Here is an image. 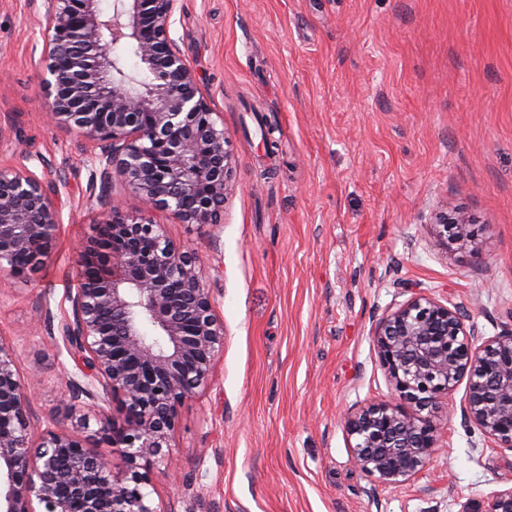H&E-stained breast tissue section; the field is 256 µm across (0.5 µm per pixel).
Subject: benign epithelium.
I'll return each instance as SVG.
<instances>
[{"label": "benign epithelium", "mask_w": 512, "mask_h": 512, "mask_svg": "<svg viewBox=\"0 0 512 512\" xmlns=\"http://www.w3.org/2000/svg\"><path fill=\"white\" fill-rule=\"evenodd\" d=\"M41 6L47 114L100 149L88 192L108 218L81 251V267L94 274L69 294L71 312L60 324L81 374L62 399L71 429L35 423L14 347L0 336V512H159L149 472L162 461L172 467L161 451L183 402L210 384L224 326L201 256L146 214L218 223L230 190L224 130L173 37L181 0H115L110 14L99 0ZM108 30L112 42L133 48L148 81L111 59ZM116 182L139 196L145 216L126 215L110 192L96 194ZM56 196V185L34 171L0 167L1 273L24 278L15 257H27L33 271L52 254L62 222ZM434 224L447 245L466 247L477 236L475 225L446 209ZM373 338L392 399L347 410L344 428L352 463L375 483L401 486L426 468L439 450L436 414L463 379L464 421L512 450V330L478 345L460 306L417 293L376 321ZM85 398L119 401L123 424L82 410ZM93 422L94 434L122 449L124 473L86 447ZM484 512H512V486L492 492Z\"/></svg>", "instance_id": "obj_1"}]
</instances>
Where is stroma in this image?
<instances>
[{
	"instance_id": "obj_1",
	"label": "stroma",
	"mask_w": 512,
	"mask_h": 512,
	"mask_svg": "<svg viewBox=\"0 0 512 512\" xmlns=\"http://www.w3.org/2000/svg\"><path fill=\"white\" fill-rule=\"evenodd\" d=\"M35 0H0V165L65 175L54 252L29 281L0 274V335L35 419L71 420L59 321L95 144L51 123ZM175 35L231 156L218 226L155 214L204 258L224 325L209 386L187 399L150 474L159 512H476L512 486V450L439 413V453L404 486L350 461L343 414L391 386L377 318L421 292L482 337L512 328V0H183ZM273 128L267 153L261 126ZM467 214L479 257L444 247L434 209Z\"/></svg>"
}]
</instances>
